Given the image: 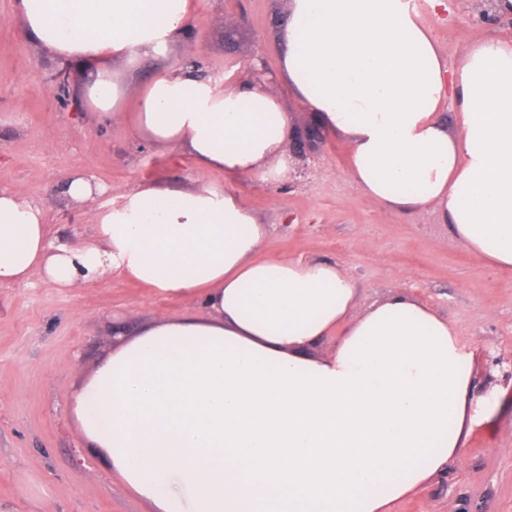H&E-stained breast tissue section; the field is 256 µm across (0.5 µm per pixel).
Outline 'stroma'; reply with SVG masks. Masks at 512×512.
<instances>
[{"mask_svg": "<svg viewBox=\"0 0 512 512\" xmlns=\"http://www.w3.org/2000/svg\"><path fill=\"white\" fill-rule=\"evenodd\" d=\"M287 0H200L191 36L169 62L197 52L206 70L245 78L263 56L279 71ZM441 60L456 68L463 50L485 36L512 39V13L495 0H445L418 9ZM48 48L28 37L15 0H0V192L42 206L50 239L79 243L96 209L157 180L172 188L205 181L185 152L132 139L121 119L100 121L74 90L62 105ZM351 147L327 137L294 159L285 181L243 177L233 189L267 228L263 254L324 259L346 266L361 307L395 290L448 318L473 355L481 408L459 463L393 512H512V277L470 252L432 211L402 214L365 197L349 181ZM91 173L104 192L74 204L62 195L74 172ZM190 296L159 294L108 275L78 288L32 278L0 286V507L7 512H151L79 435L67 406L84 374L112 347L117 323H144L197 308ZM495 411H487L488 403Z\"/></svg>", "mask_w": 512, "mask_h": 512, "instance_id": "obj_1", "label": "stroma"}]
</instances>
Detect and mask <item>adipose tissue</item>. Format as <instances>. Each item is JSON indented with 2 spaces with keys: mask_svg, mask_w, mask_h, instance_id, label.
Returning a JSON list of instances; mask_svg holds the SVG:
<instances>
[{
  "mask_svg": "<svg viewBox=\"0 0 512 512\" xmlns=\"http://www.w3.org/2000/svg\"><path fill=\"white\" fill-rule=\"evenodd\" d=\"M28 33L85 68L103 121L112 66L184 40L191 0H16ZM280 80L350 143V182L386 209H431L512 272V40L442 67L409 0H291ZM124 121L226 181L288 175L290 119L273 83L222 88L189 62L159 68ZM264 224L229 188L148 180L97 212L79 245L0 193V285L75 288L112 273L200 297L203 313L126 330L68 413L152 512H390L459 459L473 424L471 356L448 320L398 291L367 309L341 265L263 255ZM333 350H311L326 337Z\"/></svg>",
  "mask_w": 512,
  "mask_h": 512,
  "instance_id": "obj_1",
  "label": "adipose tissue"
}]
</instances>
